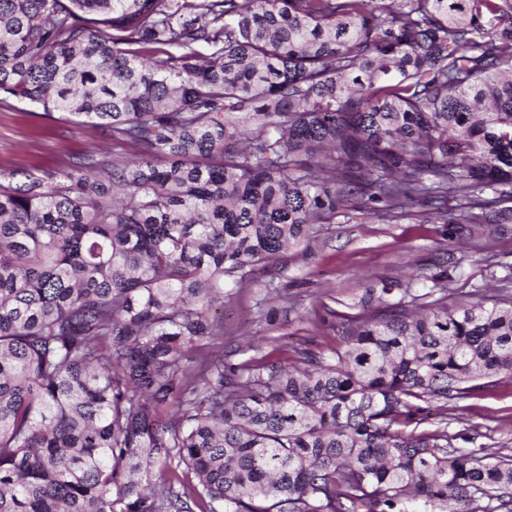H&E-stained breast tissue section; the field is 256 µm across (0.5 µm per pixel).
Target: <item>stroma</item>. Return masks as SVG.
Segmentation results:
<instances>
[{"label": "stroma", "mask_w": 512, "mask_h": 512, "mask_svg": "<svg viewBox=\"0 0 512 512\" xmlns=\"http://www.w3.org/2000/svg\"><path fill=\"white\" fill-rule=\"evenodd\" d=\"M137 152L87 120L50 118L39 105L0 99L1 171L44 177L88 155L127 159ZM316 230L308 249H290L268 269L245 272L224 299V333L208 341L209 356L228 368L247 360L291 365L305 351L329 353L348 319L386 314L383 304L362 306L366 289L392 283L420 295L455 260L449 299L464 305L492 295L512 273V224L471 237L430 218L420 204L385 223L368 207L348 204ZM448 415L458 447L512 455V375L483 380Z\"/></svg>", "instance_id": "35a3bbf8"}]
</instances>
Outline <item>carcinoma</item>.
<instances>
[{"mask_svg":"<svg viewBox=\"0 0 512 512\" xmlns=\"http://www.w3.org/2000/svg\"><path fill=\"white\" fill-rule=\"evenodd\" d=\"M1 94L139 153L0 172V512H512V455L417 430L512 375L511 294L204 353L236 274L360 194L512 223V0H0Z\"/></svg>","mask_w":512,"mask_h":512,"instance_id":"1","label":"carcinoma"}]
</instances>
